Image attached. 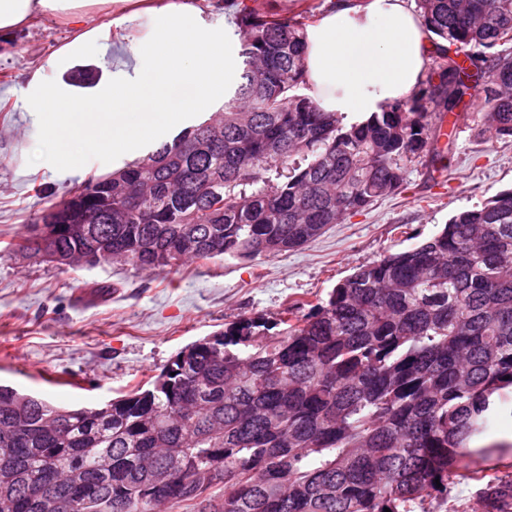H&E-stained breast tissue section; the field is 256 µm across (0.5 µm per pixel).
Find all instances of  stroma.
Instances as JSON below:
<instances>
[{
	"label": "stroma",
	"mask_w": 512,
	"mask_h": 512,
	"mask_svg": "<svg viewBox=\"0 0 512 512\" xmlns=\"http://www.w3.org/2000/svg\"><path fill=\"white\" fill-rule=\"evenodd\" d=\"M198 11L203 24L223 31L226 57L239 69L240 45L224 0H166ZM119 0L95 13L106 24L108 54L91 51L57 64L81 29L52 14L0 34V384L61 405H96L145 384L178 352L245 316L284 317L288 306L326 295L353 268L433 235L459 210L484 204L512 188V142L457 129L448 179L415 165L402 191L334 224L292 251L254 260L210 259L177 268L136 271L116 263L65 267L28 259L11 248L32 220L89 177L123 166L96 147L59 162L47 141L42 113L30 107L31 78L41 74L80 100L108 83L123 37H143L149 16L128 21ZM496 447L477 453L470 467L512 475V417L492 435Z\"/></svg>",
	"instance_id": "obj_1"
}]
</instances>
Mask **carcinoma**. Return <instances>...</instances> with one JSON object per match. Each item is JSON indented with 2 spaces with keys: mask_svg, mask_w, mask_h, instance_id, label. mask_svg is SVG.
<instances>
[{
  "mask_svg": "<svg viewBox=\"0 0 512 512\" xmlns=\"http://www.w3.org/2000/svg\"><path fill=\"white\" fill-rule=\"evenodd\" d=\"M243 58L218 111L52 204L42 248L135 270L294 250L401 191L411 165L448 169L445 115L512 139V0H417L434 49L410 97L349 125L301 92L312 16L224 0ZM309 311L242 317L178 353L147 387L64 407L0 385V512H448L485 482L472 440L512 414V190L363 264ZM482 485L473 480H460L449 485L448 488V507H454L458 510H469L474 506L478 493Z\"/></svg>",
  "mask_w": 512,
  "mask_h": 512,
  "instance_id": "carcinoma-1",
  "label": "carcinoma"
}]
</instances>
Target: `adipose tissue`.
<instances>
[{
  "instance_id": "adipose-tissue-1",
  "label": "adipose tissue",
  "mask_w": 512,
  "mask_h": 512,
  "mask_svg": "<svg viewBox=\"0 0 512 512\" xmlns=\"http://www.w3.org/2000/svg\"><path fill=\"white\" fill-rule=\"evenodd\" d=\"M110 0H0V31L50 13L85 17ZM155 25L148 39L130 40L135 78L116 72L91 102L33 78L32 106L44 113L59 154L71 142L124 151L142 132L159 133L191 112L211 111L235 78L224 54V34L204 28L189 8L172 11L162 0L147 8ZM307 79L321 107L358 117L409 97L421 82L432 49L429 33L407 0H371L362 10L345 5L307 30Z\"/></svg>"
}]
</instances>
